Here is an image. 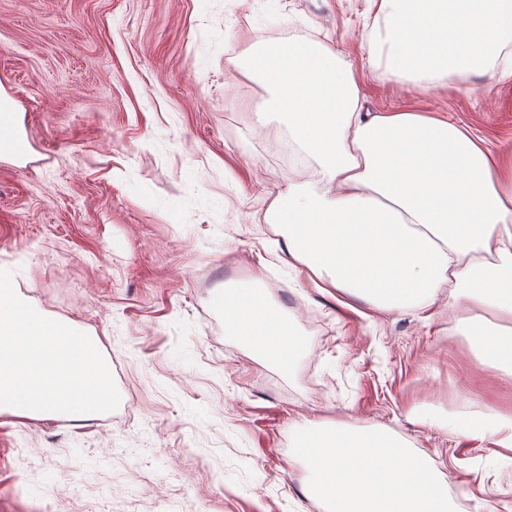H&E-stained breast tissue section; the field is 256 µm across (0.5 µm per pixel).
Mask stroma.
Segmentation results:
<instances>
[{
    "instance_id": "obj_1",
    "label": "stroma",
    "mask_w": 512,
    "mask_h": 512,
    "mask_svg": "<svg viewBox=\"0 0 512 512\" xmlns=\"http://www.w3.org/2000/svg\"><path fill=\"white\" fill-rule=\"evenodd\" d=\"M370 0H0V102L26 155L0 156V268L119 362L108 417L0 419V512H317L295 431L387 426L512 512L499 449L421 424L512 402L461 322L477 308L340 305L278 261L263 215L301 174L253 114L250 51L311 41L354 68L369 108L445 112L512 150V78L468 92L368 63ZM263 288L303 343L284 371L224 327V294Z\"/></svg>"
}]
</instances>
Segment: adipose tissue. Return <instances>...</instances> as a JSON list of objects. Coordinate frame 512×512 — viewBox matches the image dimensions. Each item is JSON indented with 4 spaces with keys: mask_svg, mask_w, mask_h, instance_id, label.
Here are the masks:
<instances>
[{
    "mask_svg": "<svg viewBox=\"0 0 512 512\" xmlns=\"http://www.w3.org/2000/svg\"><path fill=\"white\" fill-rule=\"evenodd\" d=\"M372 64L427 87L512 76V0H371ZM248 69L270 90L305 159L264 221L285 226L283 260L324 292L382 310L467 297L478 362L512 377V151L439 112H375L329 46L275 45ZM224 323L267 362L293 367L302 344L257 290L224 297ZM466 438L512 449V407L451 414Z\"/></svg>",
    "mask_w": 512,
    "mask_h": 512,
    "instance_id": "ef3b65f1",
    "label": "adipose tissue"
}]
</instances>
